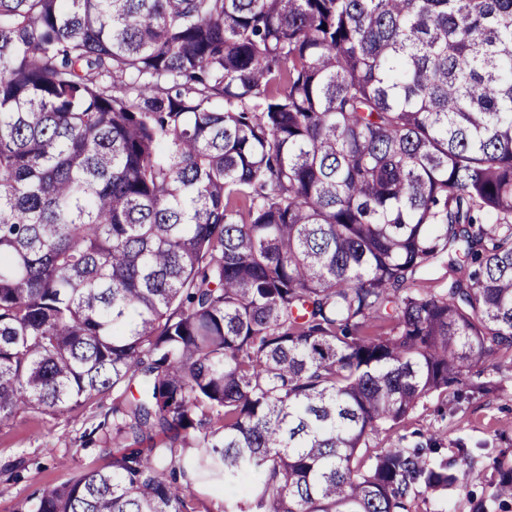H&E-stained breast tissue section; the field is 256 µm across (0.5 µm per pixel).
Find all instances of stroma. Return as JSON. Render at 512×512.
I'll use <instances>...</instances> for the list:
<instances>
[{
	"label": "stroma",
	"instance_id": "1",
	"mask_svg": "<svg viewBox=\"0 0 512 512\" xmlns=\"http://www.w3.org/2000/svg\"><path fill=\"white\" fill-rule=\"evenodd\" d=\"M499 377L498 390L474 396L453 414L443 410L440 398L425 400L394 429L371 435L370 446L390 448L401 442L410 446L434 438L448 449L460 444L486 449L503 468L512 469V371L502 370ZM111 412L112 397L106 394L65 415L36 413L0 430V512H12L19 501L44 485L60 484L111 463V444L88 440L92 429ZM21 459L27 467L14 474L12 466ZM455 469L460 479L447 497L416 501L412 512H474L479 501L486 512H512V498L504 502L496 498L494 475L481 462L460 459Z\"/></svg>",
	"mask_w": 512,
	"mask_h": 512
}]
</instances>
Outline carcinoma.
I'll list each match as a JSON object with an SVG mask.
<instances>
[{"label":"carcinoma","mask_w":512,"mask_h":512,"mask_svg":"<svg viewBox=\"0 0 512 512\" xmlns=\"http://www.w3.org/2000/svg\"><path fill=\"white\" fill-rule=\"evenodd\" d=\"M509 351L512 0H0V427L118 449L14 512H411ZM195 494L211 510L209 512H224V498L232 500L241 496L239 488H226L224 491L216 492L206 484L196 486Z\"/></svg>","instance_id":"1"}]
</instances>
